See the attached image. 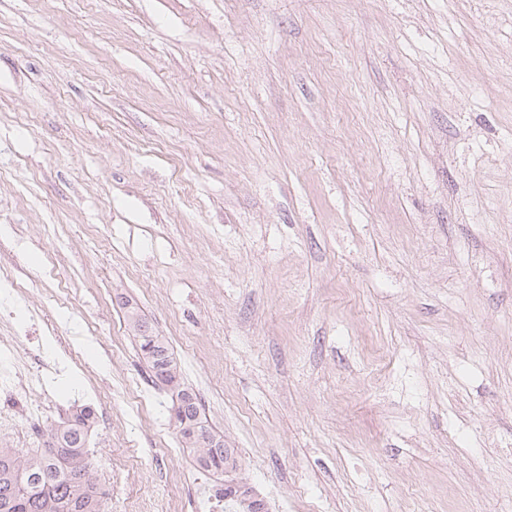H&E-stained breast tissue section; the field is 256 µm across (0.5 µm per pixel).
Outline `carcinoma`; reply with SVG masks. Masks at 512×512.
<instances>
[{
	"mask_svg": "<svg viewBox=\"0 0 512 512\" xmlns=\"http://www.w3.org/2000/svg\"><path fill=\"white\" fill-rule=\"evenodd\" d=\"M138 347L153 375L168 372V347L148 330L140 331ZM95 411L75 409L59 431L50 433L40 452L20 459L0 448V512H105L106 493L93 481L85 438L95 423ZM196 449L197 461L207 470L223 471L230 458L226 448Z\"/></svg>",
	"mask_w": 512,
	"mask_h": 512,
	"instance_id": "cac0c4a2",
	"label": "carcinoma"
}]
</instances>
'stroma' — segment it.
<instances>
[{
	"label": "stroma",
	"instance_id": "35a3bbf8",
	"mask_svg": "<svg viewBox=\"0 0 512 512\" xmlns=\"http://www.w3.org/2000/svg\"><path fill=\"white\" fill-rule=\"evenodd\" d=\"M10 288L108 512L226 479L135 317L270 512H512V0H0ZM139 335L140 336H136L138 338L137 341L139 350L142 357L151 368L154 378L156 379V377L164 375L166 372H168V359L172 357L168 351V347L165 345L162 339L159 336H152L148 332L147 327L142 331L140 330ZM151 342H154L155 344L152 347V350L150 349L147 351L146 346ZM167 379H168V382L164 383L165 387H167L170 391L174 392L173 398L175 400V405L176 406L181 405L183 407V411H184V407L186 406V404L189 401V397L186 394H189L195 401L194 396H192L189 392H187V390H185V388L182 387L181 377H180V382H178V387H179V390L185 391V392H180V393H178L177 389L174 387L176 379L170 381L168 373H167ZM200 410H201V403L199 401H195L194 403L186 406L185 416L187 417L188 420L195 419L197 413ZM185 416H184V412H182L179 417L174 418V421L178 424L180 430L183 432H186L187 434H191V435L199 434L198 431H196V430L194 431L193 427H190L187 425V419L185 418ZM182 441L189 445V447L195 448L199 457L197 461L200 466L207 471H225V467L228 465V459L231 457L227 448H221L224 444L223 440L217 438L215 435L210 434L203 430L202 437H199V443L205 444L206 448H201L196 445L195 442L182 437Z\"/></svg>",
	"mask_w": 512,
	"mask_h": 512
}]
</instances>
